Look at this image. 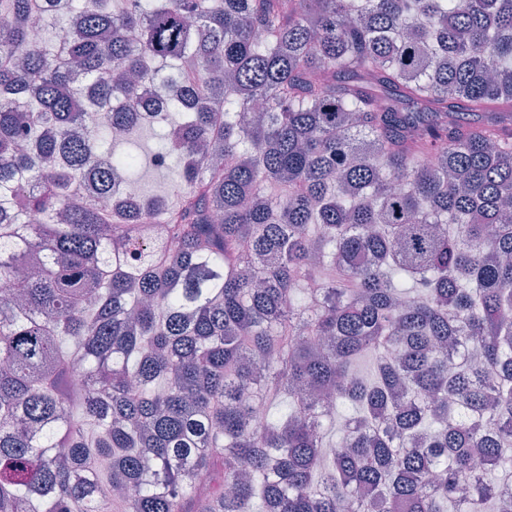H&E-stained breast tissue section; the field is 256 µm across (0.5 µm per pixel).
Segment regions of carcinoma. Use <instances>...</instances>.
I'll use <instances>...</instances> for the list:
<instances>
[{"mask_svg":"<svg viewBox=\"0 0 512 512\" xmlns=\"http://www.w3.org/2000/svg\"><path fill=\"white\" fill-rule=\"evenodd\" d=\"M0 282V512H512V0H0ZM138 151L145 157L146 163L140 171L138 189L145 193H162L170 188L171 183L177 179L179 159L172 157L164 168H157L151 162L152 153L156 147V139L148 128L143 129L142 137L138 141Z\"/></svg>","mask_w":512,"mask_h":512,"instance_id":"cac0c4a2","label":"carcinoma"}]
</instances>
